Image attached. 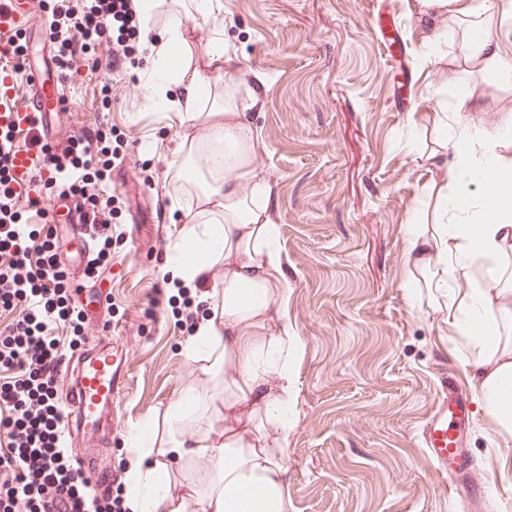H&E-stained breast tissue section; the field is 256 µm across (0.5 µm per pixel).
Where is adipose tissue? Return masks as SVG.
Wrapping results in <instances>:
<instances>
[{
	"label": "adipose tissue",
	"mask_w": 512,
	"mask_h": 512,
	"mask_svg": "<svg viewBox=\"0 0 512 512\" xmlns=\"http://www.w3.org/2000/svg\"><path fill=\"white\" fill-rule=\"evenodd\" d=\"M141 8L146 31L160 39L150 95L185 108V121L201 129L186 157L202 180L196 208L171 246L172 267L188 281L212 269L221 276L211 295L216 317L200 322L184 348L208 383L182 390L170 404L163 444L142 427L137 444L159 461L129 469L126 504L130 512H286L282 442L294 401L288 354L296 343L282 312L270 189L254 163L259 135L232 93V77L224 79L221 113L190 109L212 90L208 73L222 68L223 40L192 45L183 0H143ZM414 10L429 49L457 36L462 50L448 67L461 80L490 72L512 84V59L498 38L512 20V0H414ZM196 54L202 66L190 64ZM511 144V122L449 139L445 167L455 191L440 203L443 223L435 236L407 240L413 262L433 255L429 284L448 289V321L476 353L471 378L504 478L512 475V162L503 154ZM211 416L222 418L221 429L194 430L195 419ZM171 459L206 462L207 485L186 478L172 492Z\"/></svg>",
	"instance_id": "obj_1"
}]
</instances>
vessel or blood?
Wrapping results in <instances>:
<instances>
[{
  "label": "vessel or blood",
  "instance_id": "b4317fda",
  "mask_svg": "<svg viewBox=\"0 0 512 512\" xmlns=\"http://www.w3.org/2000/svg\"><path fill=\"white\" fill-rule=\"evenodd\" d=\"M24 26V17L15 4L0 5V35H8ZM31 92L25 102L14 98L10 77L0 74V130L29 133L45 141L52 129L65 125L70 118L61 103L60 78L52 64L46 41L27 48ZM100 320L89 319L83 325L85 347L63 362L70 377L65 394V421L68 438L75 446L78 469L91 487L103 489L111 481L100 469L98 460L112 445V395L119 372L112 367V347L102 343ZM469 401L455 393L442 396L435 404L430 420L421 432V442L431 463L450 480H458L468 465Z\"/></svg>",
  "mask_w": 512,
  "mask_h": 512
}]
</instances>
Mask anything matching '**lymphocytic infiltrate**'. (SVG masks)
Instances as JSON below:
<instances>
[{
  "label": "lymphocytic infiltrate",
  "mask_w": 512,
  "mask_h": 512,
  "mask_svg": "<svg viewBox=\"0 0 512 512\" xmlns=\"http://www.w3.org/2000/svg\"><path fill=\"white\" fill-rule=\"evenodd\" d=\"M52 17L50 41L65 73H86L98 55L115 71L133 63L141 0H65ZM35 149L29 184L43 182L83 198L92 241L84 276L108 279L113 232L105 178L111 133L87 129L64 151L40 143ZM16 150L15 134L0 133V312L17 314L0 331V512H50L58 496L68 497L71 512H125L111 492L93 495L60 439V365L64 352L83 342V316L49 230L20 223L40 199L13 185Z\"/></svg>",
  "instance_id": "obj_1"
}]
</instances>
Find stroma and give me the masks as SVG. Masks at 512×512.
<instances>
[{
  "instance_id": "stroma-1",
  "label": "stroma",
  "mask_w": 512,
  "mask_h": 512,
  "mask_svg": "<svg viewBox=\"0 0 512 512\" xmlns=\"http://www.w3.org/2000/svg\"><path fill=\"white\" fill-rule=\"evenodd\" d=\"M220 2L218 14L188 24L223 35L235 94L260 134L255 163L270 187L296 342L287 512H460L420 432L447 374L469 394L477 388L443 296L411 287L427 273L414 271L406 247L443 182L428 155L454 132L464 86L428 59L412 0ZM150 65L140 53L126 74L89 70L69 104L73 126L100 122L116 140L112 278L98 295L81 292L90 311L111 307L104 338L125 369L112 404L118 429L100 457L115 471L143 462L131 432L163 420L180 390L201 384L183 354L180 307L188 297L198 318L209 316L215 284L179 296L165 267L190 204L173 166L195 130L152 104ZM469 86L482 105L477 123L512 118V89L493 74ZM491 437L474 411L468 442L481 512H512V478L498 475Z\"/></svg>"
}]
</instances>
